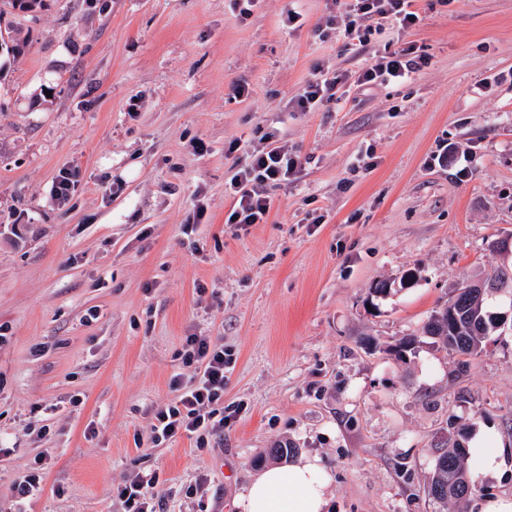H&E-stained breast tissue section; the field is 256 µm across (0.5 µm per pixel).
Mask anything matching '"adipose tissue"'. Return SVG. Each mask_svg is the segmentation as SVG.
<instances>
[{
  "label": "adipose tissue",
  "mask_w": 512,
  "mask_h": 512,
  "mask_svg": "<svg viewBox=\"0 0 512 512\" xmlns=\"http://www.w3.org/2000/svg\"><path fill=\"white\" fill-rule=\"evenodd\" d=\"M330 476L320 463L302 459L257 472L237 494L238 512H324Z\"/></svg>",
  "instance_id": "obj_1"
}]
</instances>
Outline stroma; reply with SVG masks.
<instances>
[{
  "instance_id": "stroma-1",
  "label": "stroma",
  "mask_w": 512,
  "mask_h": 512,
  "mask_svg": "<svg viewBox=\"0 0 512 512\" xmlns=\"http://www.w3.org/2000/svg\"><path fill=\"white\" fill-rule=\"evenodd\" d=\"M415 7L420 26L383 21L361 50L327 0L9 15L28 44L0 73V512L43 448L57 456L27 512H122L118 486L143 471L163 512H236L282 443L330 474L327 512H439L425 489L462 424L500 468L448 512L512 496V328L466 364L423 333L455 288L512 263L491 247L512 237V0ZM289 8L301 28L283 25ZM410 45L428 62L401 85L287 110L316 67L353 72ZM272 129L302 166L270 188L267 221L233 230L226 149ZM63 169L79 183L61 204ZM193 334L232 354L237 415L209 447H152L155 412L195 373ZM201 477L205 496L189 494Z\"/></svg>"
}]
</instances>
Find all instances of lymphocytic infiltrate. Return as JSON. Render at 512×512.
<instances>
[{
	"instance_id": "f902f5d3",
	"label": "lymphocytic infiltrate",
	"mask_w": 512,
	"mask_h": 512,
	"mask_svg": "<svg viewBox=\"0 0 512 512\" xmlns=\"http://www.w3.org/2000/svg\"><path fill=\"white\" fill-rule=\"evenodd\" d=\"M413 3L414 0H331L334 13L330 21L344 38L363 45L368 41L373 20L394 19L403 31L418 26L421 17L413 10ZM425 63L424 55L407 48L373 57L351 78L320 67L290 104L298 112L328 109L339 103L338 92L347 80L360 86H387L407 80ZM228 150L238 159L224 183V194L232 201L226 222L242 230L266 220L272 209L266 186L287 182L300 167L301 159L288 150L274 130L246 146L232 141ZM184 358L196 365L197 372L189 384L174 383V398L156 412L150 434L153 446L187 436L203 448L224 428V371L230 360L223 345L206 336H189L185 339ZM157 483L156 473L143 472L119 486L117 496L124 512H162L163 501L155 491Z\"/></svg>"
}]
</instances>
